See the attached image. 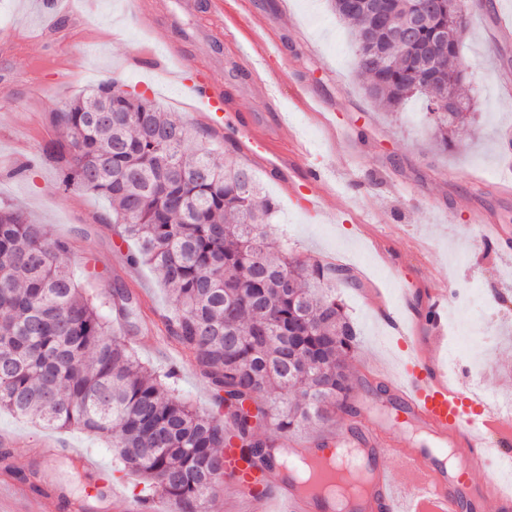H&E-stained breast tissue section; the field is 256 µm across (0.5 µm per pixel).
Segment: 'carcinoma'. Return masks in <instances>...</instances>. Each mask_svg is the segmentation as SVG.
I'll return each instance as SVG.
<instances>
[{"instance_id": "carcinoma-1", "label": "carcinoma", "mask_w": 512, "mask_h": 512, "mask_svg": "<svg viewBox=\"0 0 512 512\" xmlns=\"http://www.w3.org/2000/svg\"><path fill=\"white\" fill-rule=\"evenodd\" d=\"M357 43L367 93L396 111L423 98L446 145L469 104L432 109L465 76L455 57L466 36L463 0L430 5L416 39L393 30L405 17L390 0V25L331 0ZM457 32L454 41L437 37ZM60 132L46 152L61 187L107 198L114 223L139 244L133 264L152 266L171 293L165 327L193 358L213 408L175 395L174 371L145 366L112 332L130 296L90 295L69 270V248L0 206V410L106 439L116 471L160 487L173 512H206L232 446L262 469L288 460L279 438L348 413V357L357 330L336 296L345 270L288 252L267 232L275 203L252 175L193 142L191 127L141 94L102 82L50 114Z\"/></svg>"}]
</instances>
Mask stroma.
Returning a JSON list of instances; mask_svg holds the SVG:
<instances>
[{"label": "stroma", "mask_w": 512, "mask_h": 512, "mask_svg": "<svg viewBox=\"0 0 512 512\" xmlns=\"http://www.w3.org/2000/svg\"><path fill=\"white\" fill-rule=\"evenodd\" d=\"M138 0H0V203L23 209L70 246L76 279L93 293L120 285L130 295L129 321L113 331L146 366L178 370L176 393L212 406L208 383L165 329L168 293L151 266L131 265L134 242L112 222L101 196L60 189L45 155L57 133L51 109L111 79L144 94L183 121L197 138L248 168L277 205L271 232L291 253L346 269L336 294L360 332L351 361V403L386 398L405 351L387 321L402 312L399 287L425 294L450 282L466 291L454 315L481 322L486 341L471 344L448 374L499 405L512 403V252L485 248L474 236L483 220L512 237V184L498 178L512 157V37L498 32L512 0H465L469 35L461 54L470 64L463 85L473 114L449 146L437 141L421 99L402 112L379 107L356 71L350 28L329 0H245L250 23L226 16L213 31L208 0H196L181 30L144 22ZM266 48L265 83L238 66L233 44ZM202 68L224 88V124L216 127L179 76ZM265 134L275 152L293 157L288 178L252 155L234 126ZM328 178L314 190L318 212L291 188L305 167ZM16 436L12 462L28 473L37 444L53 437L113 468L112 451L76 430H49L0 411V435Z\"/></svg>", "instance_id": "stroma-1"}]
</instances>
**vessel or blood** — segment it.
<instances>
[{
  "label": "vessel or blood",
  "mask_w": 512,
  "mask_h": 512,
  "mask_svg": "<svg viewBox=\"0 0 512 512\" xmlns=\"http://www.w3.org/2000/svg\"><path fill=\"white\" fill-rule=\"evenodd\" d=\"M449 291L435 289L429 303V351H422L403 322L395 331L407 348L401 381L391 383L393 398L407 418L429 435L459 445L451 467L440 466L433 448L398 449L400 478H393L379 455L387 441L378 425L364 424L360 412L349 416V426L336 441L337 447H360L369 473L354 471L353 480L368 482L369 488L356 505L355 512H512V491L500 488L496 481L475 480L476 472L486 470L492 454L512 457V418L486 400L470 397L440 367L435 354L447 344ZM38 454L46 466L40 479L46 494L8 480L0 489L14 491L32 500L36 512H57L66 487L57 480L51 462L71 456L72 450L61 442H45ZM225 469L232 474L237 489L257 507V512H331V505L320 493L298 488L296 481L280 464L265 469L251 467L237 448L224 450ZM121 503V512H158L157 501L129 499L113 485L95 499V512L105 502Z\"/></svg>",
  "instance_id": "obj_1"
}]
</instances>
